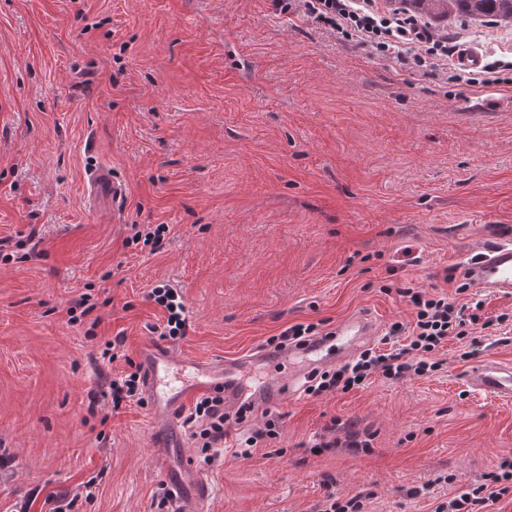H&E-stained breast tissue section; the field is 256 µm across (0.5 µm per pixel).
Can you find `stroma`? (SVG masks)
I'll return each instance as SVG.
<instances>
[{
	"label": "stroma",
	"mask_w": 512,
	"mask_h": 512,
	"mask_svg": "<svg viewBox=\"0 0 512 512\" xmlns=\"http://www.w3.org/2000/svg\"><path fill=\"white\" fill-rule=\"evenodd\" d=\"M434 25L512 62V26ZM503 75L402 68L272 0H0V512H161L148 407L91 401L164 326L154 286L180 287L173 347L198 357L359 311L410 322L402 288L441 283L485 225L512 226ZM95 165L126 183L120 213L90 199ZM139 224L167 225L159 249ZM484 300L510 319L479 357L512 362V297ZM465 347L449 338L428 377L277 396L250 420H276L274 455L236 456L233 431L210 465L187 446L203 512L361 493L364 512H433L512 460V402L467 389ZM350 433L365 447L319 445Z\"/></svg>",
	"instance_id": "obj_1"
}]
</instances>
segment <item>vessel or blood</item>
Masks as SVG:
<instances>
[{"label": "vessel or blood", "mask_w": 512, "mask_h": 512, "mask_svg": "<svg viewBox=\"0 0 512 512\" xmlns=\"http://www.w3.org/2000/svg\"><path fill=\"white\" fill-rule=\"evenodd\" d=\"M86 183L91 194L108 195L113 206L126 198V186L110 168L90 170ZM491 245L482 248L464 269L467 280L477 288L501 296H512V232L489 226ZM378 334L374 317L366 312L349 315L334 326L330 335L317 336L301 346L289 347L282 353L285 361L298 362L294 379H302L311 371L336 366L369 344ZM258 353L234 358L215 356L199 359L145 342L138 353L144 379V397L148 403L154 429L169 437L167 447L159 455L181 452L178 428L182 415L201 396L221 394L224 406L238 407L243 398L262 404L263 389L242 384L237 374L241 369L259 364ZM468 387L476 393L499 399H512V364L495 359L481 361L467 377Z\"/></svg>", "instance_id": "obj_1"}]
</instances>
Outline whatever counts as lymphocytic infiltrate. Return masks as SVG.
<instances>
[{
    "label": "lymphocytic infiltrate",
    "instance_id": "obj_1",
    "mask_svg": "<svg viewBox=\"0 0 512 512\" xmlns=\"http://www.w3.org/2000/svg\"><path fill=\"white\" fill-rule=\"evenodd\" d=\"M275 4L294 5L307 17L325 23L363 49L394 57L400 66L439 67L453 55L447 34L431 29L428 22L414 15L393 13L387 16L375 9V0H274ZM444 278L455 283L457 293L466 295L465 303L451 301L447 294L406 287L414 317L411 322H393L380 346L362 351L355 359L334 371L316 372L310 377L308 393L348 391L362 385L374 372L390 378L423 377L438 371L442 363L435 352L448 337L459 339L480 330H497L505 315L492 316L484 300L468 297V281H457L454 270ZM251 405H242L235 415L224 411V399L208 396L199 400L183 424L206 463L220 457L229 420L244 422ZM506 472L485 476L483 482L470 484L459 496L438 504L434 512H494L495 504L506 495L512 480V460Z\"/></svg>",
    "mask_w": 512,
    "mask_h": 512
}]
</instances>
